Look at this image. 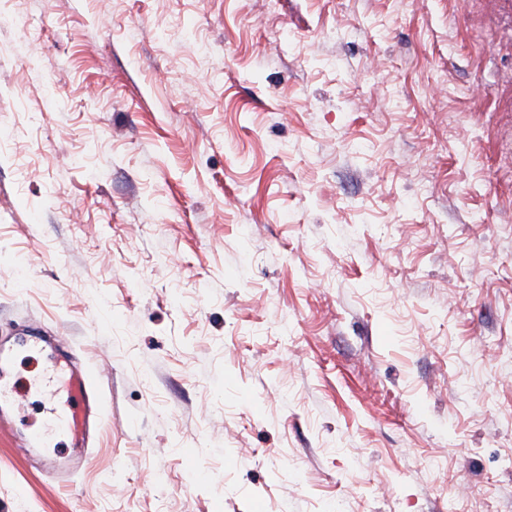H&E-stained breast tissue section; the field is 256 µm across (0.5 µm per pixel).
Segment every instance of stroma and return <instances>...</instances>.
Segmentation results:
<instances>
[{
  "label": "stroma",
  "instance_id": "35a3bbf8",
  "mask_svg": "<svg viewBox=\"0 0 512 512\" xmlns=\"http://www.w3.org/2000/svg\"><path fill=\"white\" fill-rule=\"evenodd\" d=\"M24 327L0 512H512V0L0 2ZM67 389L76 405L65 414L57 416L53 426L69 433L75 447H84L85 438L97 424L100 413V394L97 378L87 369L72 370L67 380Z\"/></svg>",
  "mask_w": 512,
  "mask_h": 512
}]
</instances>
